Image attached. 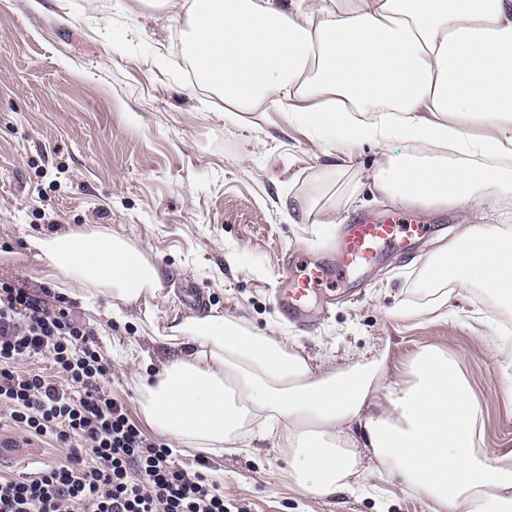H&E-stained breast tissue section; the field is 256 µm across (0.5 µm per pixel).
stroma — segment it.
Returning a JSON list of instances; mask_svg holds the SVG:
<instances>
[{"label": "stroma", "instance_id": "35a3bbf8", "mask_svg": "<svg viewBox=\"0 0 512 512\" xmlns=\"http://www.w3.org/2000/svg\"><path fill=\"white\" fill-rule=\"evenodd\" d=\"M138 38L119 42V29ZM177 21L145 15L135 0H0V277L31 293L56 288L28 254L29 232L109 228L140 245L165 272L161 299L125 319H107L75 302L110 364L107 387L136 423L137 369L128 353L163 358L173 318L214 312L248 329L287 337L316 365L387 355L393 373L431 345L458 357L482 405L486 445L512 451V397L504 364L479 348L471 325L512 336V309L484 290L455 288L447 313L397 316L419 303L436 253L468 216L424 214L435 225L414 256L348 272L335 307L313 326L285 319L274 305L277 264L291 251L322 250L351 213L380 214L390 201L365 189L353 211L332 224H296L293 176L329 164L328 141L288 125L279 112L221 117V103L196 82L180 52ZM162 55L169 63L153 66ZM206 299L200 311L185 291ZM208 475L229 512H435L398 479L362 472L358 485L316 499L288 479L279 448H245L207 458Z\"/></svg>", "mask_w": 512, "mask_h": 512}]
</instances>
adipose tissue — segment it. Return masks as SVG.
I'll use <instances>...</instances> for the list:
<instances>
[{"label":"adipose tissue","instance_id":"ef3b65f1","mask_svg":"<svg viewBox=\"0 0 512 512\" xmlns=\"http://www.w3.org/2000/svg\"><path fill=\"white\" fill-rule=\"evenodd\" d=\"M181 22L197 82L236 113L283 112L340 155L397 139L414 152L368 177L389 201L469 210L427 274L429 308L455 286L512 303V227L496 208L512 194V0H137ZM309 175L295 202L301 223L351 207L345 174ZM29 251L105 314L160 297L163 274L130 239L103 228L26 238ZM171 349L139 385L153 429L182 447L233 453L253 441L288 456V477L325 498L352 487L364 460L445 512H512V452L485 445L481 408L459 362L422 347L403 372L386 359L313 366L287 338L224 315L172 325Z\"/></svg>","mask_w":512,"mask_h":512}]
</instances>
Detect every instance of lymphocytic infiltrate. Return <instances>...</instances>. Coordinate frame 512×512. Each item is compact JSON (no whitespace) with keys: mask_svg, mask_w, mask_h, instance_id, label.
Segmentation results:
<instances>
[{"mask_svg":"<svg viewBox=\"0 0 512 512\" xmlns=\"http://www.w3.org/2000/svg\"><path fill=\"white\" fill-rule=\"evenodd\" d=\"M107 372L71 308L0 279V416L68 451L58 463L1 472L0 512H227L216 483L146 437L106 389Z\"/></svg>","mask_w":512,"mask_h":512,"instance_id":"f902f5d3","label":"lymphocytic infiltrate"}]
</instances>
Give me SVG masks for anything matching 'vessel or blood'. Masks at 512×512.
<instances>
[{"label":"vessel or blood","instance_id":"vessel-or-blood-1","mask_svg":"<svg viewBox=\"0 0 512 512\" xmlns=\"http://www.w3.org/2000/svg\"><path fill=\"white\" fill-rule=\"evenodd\" d=\"M431 230V225L395 209L379 219L347 220L322 253L284 259L279 270L281 286L275 294L280 312L304 323L310 297H321L324 307H331L336 302V287L350 268L380 260L384 250L409 247Z\"/></svg>","mask_w":512,"mask_h":512}]
</instances>
